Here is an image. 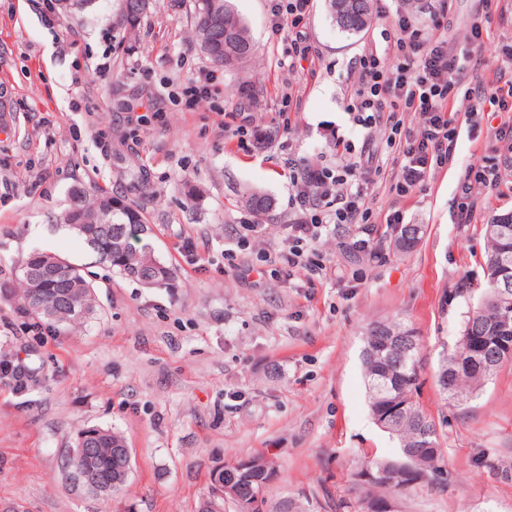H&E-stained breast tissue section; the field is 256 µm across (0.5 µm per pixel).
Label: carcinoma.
I'll return each mask as SVG.
<instances>
[{
    "label": "carcinoma",
    "instance_id": "carcinoma-1",
    "mask_svg": "<svg viewBox=\"0 0 512 512\" xmlns=\"http://www.w3.org/2000/svg\"><path fill=\"white\" fill-rule=\"evenodd\" d=\"M133 0H122L120 24L133 31L145 11H135ZM328 10L336 26L343 32L364 31L372 21L371 0H328ZM194 35L200 51L226 70H235L254 57L255 46L248 28L230 0H194ZM111 197H87L76 194L74 204L60 217L61 226L74 232L92 251L99 262L113 272L140 280L137 270H145L153 278L151 286L162 287L173 279L172 269L154 253L149 234L139 233L145 226L140 211L124 204L108 214L104 206ZM98 218V223L79 227L81 215ZM126 229V244L111 252L105 249L106 239L119 229ZM487 242L486 279L488 288L478 300L462 330L455 349L443 361L439 384L448 398L462 403L493 378L500 366L485 371L460 366L467 360L474 336H503V324L512 327V288L507 290L499 276L502 263L512 264V212L496 214L485 224ZM19 299L29 313L51 325H80L95 314L97 305L91 274L67 258L36 249L21 265ZM413 330L400 322L377 323L369 328L362 350V369L371 415L389 417L388 433L400 442L404 461L419 455L418 464L438 472L440 436L433 417L418 401L420 357L419 348L402 352L404 337ZM78 448H99V455L88 460L98 484L99 495L110 497L119 493L131 469V454L125 453L124 438L109 429L92 427L77 437ZM258 467L243 473L234 467L224 470V479L234 482L238 504L255 501L267 505L266 489L272 461L257 456Z\"/></svg>",
    "mask_w": 512,
    "mask_h": 512
}]
</instances>
